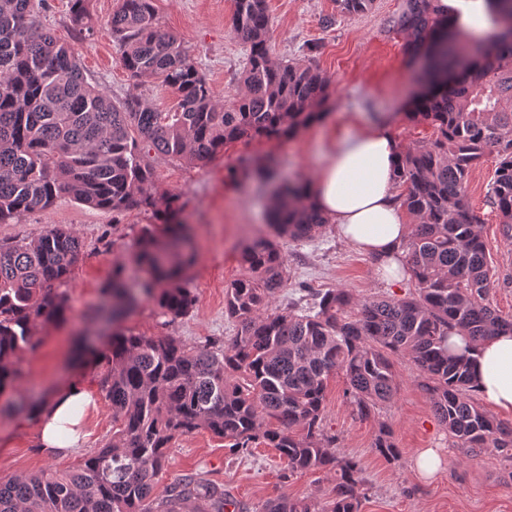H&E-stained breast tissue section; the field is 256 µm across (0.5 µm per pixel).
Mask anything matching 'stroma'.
<instances>
[{"instance_id": "35a3bbf8", "label": "stroma", "mask_w": 512, "mask_h": 512, "mask_svg": "<svg viewBox=\"0 0 512 512\" xmlns=\"http://www.w3.org/2000/svg\"><path fill=\"white\" fill-rule=\"evenodd\" d=\"M270 40L275 57L306 62L307 45H317L314 59L329 79L332 96L328 114L289 140L237 142L225 147L212 161L188 165L157 153L147 157L156 181L154 195H176L184 203L183 220L192 237L195 260L186 281L196 297L193 310L167 321L152 302L138 304L124 319L125 329L147 336L172 335L197 346L229 341L237 327L224 314V290L242 274L237 260L241 245L266 232L267 195L258 193L238 170L244 159L272 154L280 179L312 180L328 159L334 138L382 117L391 121V133L402 145L427 140L431 127L404 118L411 111L423 83L426 59L410 53L408 38L393 21L403 11L404 0H373L363 14L337 13L333 0H266ZM121 0H90L93 33L76 37L68 0H46L40 11L43 27L70 44L84 74L115 103L137 93L158 110L170 109L174 97L161 90L154 78L133 83L112 41L109 22ZM161 26L176 34L204 74L217 104L232 102L244 90L239 76L247 48L231 32L233 0H154ZM495 166L476 167L467 183L471 207L481 218V235L498 279L488 300L503 313L512 314V239L505 238L499 218L487 203ZM150 221L147 212L134 209L112 213L86 207L69 197L59 198L43 212L25 213L12 224H0V238H35L48 226L66 224L83 241V251L67 285L69 311L65 321L38 330L40 346L21 353L15 366L22 375L10 402L36 399L45 391L75 383L96 403L87 417V437L81 448L65 455L40 448L36 418L24 412L0 419V478L32 474L44 469L69 470L87 453L112 440V406L95 380L92 361L77 360L76 340L95 335L87 321L89 311L103 297L100 289L112 268L125 267V278L136 284L145 271L128 263L140 231ZM288 265V286L275 306L302 297L304 289L346 288L357 298L412 292L407 282L392 283L377 270L370 255L344 240L336 226L312 241L283 245ZM398 383L394 398L380 405L371 418H358L344 394L342 375L328 381L323 428L336 438L340 455L360 461L367 482L361 512H512V465L497 453L470 456L457 447L435 418L428 396L420 388L421 375L405 356L393 359ZM390 426L402 457L387 462L372 448L381 425ZM437 449L439 471L430 478L416 467L419 454ZM191 475L224 489V512H263L266 503L280 495L325 501L332 478L312 471L288 473L276 449L253 445L250 452L235 453L222 438L201 429L173 440L157 493L171 482Z\"/></svg>"}]
</instances>
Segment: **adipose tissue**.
I'll list each match as a JSON object with an SVG mask.
<instances>
[{
  "mask_svg": "<svg viewBox=\"0 0 512 512\" xmlns=\"http://www.w3.org/2000/svg\"><path fill=\"white\" fill-rule=\"evenodd\" d=\"M400 154L388 123L361 126L332 143L328 162L307 186L317 209L346 240L376 256L381 273L392 281L404 276L401 244L409 233L404 207L393 192ZM449 346L469 356L472 384L481 398L512 415V333L481 342L454 334ZM88 402L87 392L75 384L46 397L37 418L43 448L63 452L80 444V410Z\"/></svg>",
  "mask_w": 512,
  "mask_h": 512,
  "instance_id": "adipose-tissue-1",
  "label": "adipose tissue"
}]
</instances>
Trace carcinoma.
<instances>
[{"instance_id": "cac0c4a2", "label": "carcinoma", "mask_w": 512, "mask_h": 512, "mask_svg": "<svg viewBox=\"0 0 512 512\" xmlns=\"http://www.w3.org/2000/svg\"><path fill=\"white\" fill-rule=\"evenodd\" d=\"M373 0H335L342 13L366 12ZM489 30L474 34L453 5L405 0L396 26L418 52L453 33L472 43L435 52L408 120L433 136L404 148L395 184L416 217L402 245L414 292L357 299L342 288L313 293L312 302L267 308L287 286L281 244L313 239L330 219L307 198L305 182L272 195L269 231L240 248L244 274L224 293V314L237 323L229 345L190 347L177 336H146L119 327L141 300L170 320L190 313L196 297L183 280L194 262L179 197L151 193L155 151L197 165L242 140L285 139L319 122L330 81L316 67L273 57L266 0H235L232 33L249 47L242 96L217 105L188 49L162 29L153 0H121L112 38L130 77L160 80L177 103L158 112L131 95L119 105L91 85L73 48L38 19L43 0H0V224L45 211L67 195L112 212L140 209L153 223L129 255L147 277L130 286L123 266L101 288L107 304L90 319L112 321L94 359L98 385L112 405V443L73 469L0 479V512H224V492L191 476L156 496L171 441L204 428L236 453L258 440L279 452L288 474L334 477L324 502L281 495L264 512H359L365 479L359 462L334 451L324 433L325 389L340 371L356 414L368 419L397 390L391 356L407 355L423 376L434 416L475 456L488 448L512 462V425L473 399L466 361L448 356V332L478 342L512 332V314L486 303L494 286L478 224L468 202L470 173L495 161L488 202L512 238V0H483ZM74 29L93 32L88 0H69ZM248 172L271 179L272 159L245 160ZM82 253L70 227L54 224L34 239L0 240V393L21 374L17 355L38 345L35 329L65 319L64 290ZM373 448L401 458L383 425Z\"/></svg>"}]
</instances>
